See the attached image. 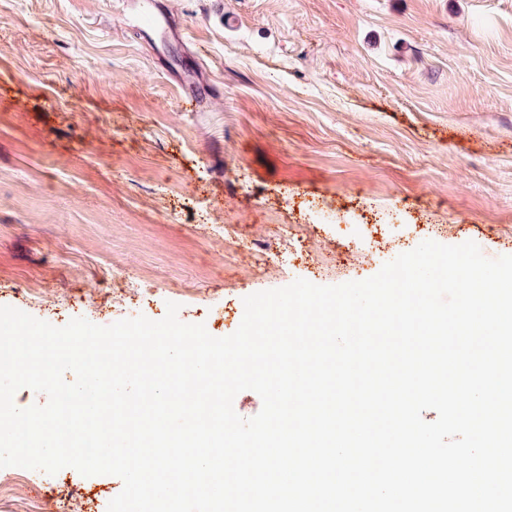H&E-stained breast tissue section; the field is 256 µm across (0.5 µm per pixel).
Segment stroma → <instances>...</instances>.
I'll return each mask as SVG.
<instances>
[{"label":"stroma","instance_id":"stroma-1","mask_svg":"<svg viewBox=\"0 0 512 512\" xmlns=\"http://www.w3.org/2000/svg\"><path fill=\"white\" fill-rule=\"evenodd\" d=\"M0 0V305L234 333L245 297L421 242L512 255V0ZM201 62L218 99L189 107ZM234 244L224 241L225 225ZM113 475L0 468V512H107ZM129 21L137 38L146 40L153 49H157V46L152 35L160 36L165 41H184V28L161 1L136 3Z\"/></svg>","mask_w":512,"mask_h":512}]
</instances>
